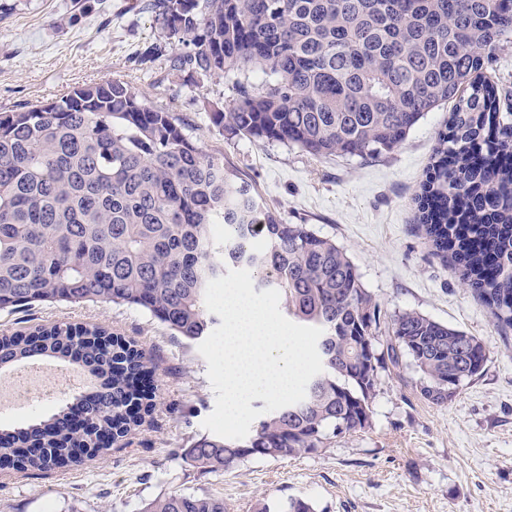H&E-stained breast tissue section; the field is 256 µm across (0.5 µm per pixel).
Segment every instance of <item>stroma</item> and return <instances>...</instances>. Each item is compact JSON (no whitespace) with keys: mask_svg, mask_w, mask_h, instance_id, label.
I'll use <instances>...</instances> for the list:
<instances>
[{"mask_svg":"<svg viewBox=\"0 0 512 512\" xmlns=\"http://www.w3.org/2000/svg\"><path fill=\"white\" fill-rule=\"evenodd\" d=\"M143 0H0V112L119 77L174 112L208 154L249 183L284 223L307 224L354 263L382 318L415 310L487 344L483 374L452 402L419 395L409 359L383 372L371 424L312 454L251 458L198 475L180 450L204 435L215 407L207 363L143 310L106 304H41L0 312V331L57 321L103 322L135 339L159 368L157 407L90 466L0 475V512H140L173 491L223 498L227 512H256L291 497L316 512H512V327L489 311L417 232L415 191L450 111L425 113L393 152L316 158L297 147L234 137L208 114L226 108L232 80L139 63L162 40Z\"/></svg>","mask_w":512,"mask_h":512,"instance_id":"1","label":"stroma"}]
</instances>
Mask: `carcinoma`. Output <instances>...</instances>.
<instances>
[{"label": "carcinoma", "instance_id": "carcinoma-1", "mask_svg": "<svg viewBox=\"0 0 512 512\" xmlns=\"http://www.w3.org/2000/svg\"><path fill=\"white\" fill-rule=\"evenodd\" d=\"M165 57L235 82L232 136L320 158L373 157L400 146L426 112L452 103L416 195L418 228L463 284L512 327V106L484 74L512 38V0H153ZM224 225V239L215 226ZM262 237L255 249L253 239ZM247 269L280 292L295 323L323 330L324 371L305 399L260 418L249 435H203L182 449L201 475L255 457L310 454L370 426L382 372L408 356L416 387L446 405L484 371V341L414 310L381 308L336 242L285 224L249 185L204 153L174 113L121 78L0 112V312L35 303L142 309L193 343L219 324L207 282ZM49 356L84 368L92 388L45 419L0 431V462L18 471L91 464L154 408L156 366L99 323L56 322L0 335V367ZM141 512H225L211 494L165 493ZM256 512H315L303 498Z\"/></svg>", "mask_w": 512, "mask_h": 512}]
</instances>
